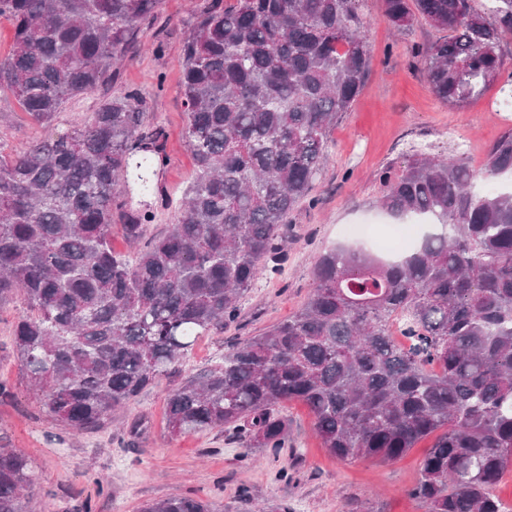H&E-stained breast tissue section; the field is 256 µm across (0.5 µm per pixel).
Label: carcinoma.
Masks as SVG:
<instances>
[{"instance_id":"obj_1","label":"carcinoma","mask_w":512,"mask_h":512,"mask_svg":"<svg viewBox=\"0 0 512 512\" xmlns=\"http://www.w3.org/2000/svg\"><path fill=\"white\" fill-rule=\"evenodd\" d=\"M162 0H0L14 43L0 88L49 127L116 77ZM398 31L423 19L448 32L421 63L431 91L460 105L504 69L512 0H385ZM363 0H236L207 7L183 44L184 138L195 161L165 233L127 213L121 184L160 161L163 133L144 130L143 97L118 92L55 138L0 141V302L20 371L43 411L74 434L176 371L201 336L224 330L241 300L284 262L288 216L329 157L330 132L370 67ZM512 175V132L475 171L464 153L411 154L385 179L379 206L432 224L404 259L325 251L305 306L186 376L166 395L172 436L225 428L244 449L282 448V403L308 406L324 448L342 459L400 458L433 443L410 494L427 512H505L512 471V190L474 181ZM127 221L131 257L112 250ZM399 325L410 344L397 343ZM29 459L0 447V512H25ZM142 512H214L189 497Z\"/></svg>"}]
</instances>
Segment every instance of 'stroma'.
Listing matches in <instances>:
<instances>
[{
    "mask_svg": "<svg viewBox=\"0 0 512 512\" xmlns=\"http://www.w3.org/2000/svg\"><path fill=\"white\" fill-rule=\"evenodd\" d=\"M204 0H163L162 10L139 31L114 82L83 96L60 113L51 127L32 125L9 92H0V139L18 146L28 139L69 131L88 118L104 97L120 90L144 96L145 128H162L168 160L148 186L128 180L130 211L148 209L155 218L148 234L165 230L172 212L167 197L191 180L194 161L184 138L180 82L183 41L196 23ZM365 37L371 64L350 112L332 129L329 161L314 182L311 200L290 215L287 263L282 275L261 277L242 300L238 319L222 333L200 338L181 366L189 372L206 366L283 321L305 304L319 256L342 245L350 224L391 223L378 200L384 176L399 174L412 150L448 156L459 137L473 145L474 169L487 150L512 129V110L500 111V82L463 105L446 104L430 91L419 54L446 33L425 21L398 32L384 16L383 0H365ZM162 53H153L154 44ZM24 304L0 303V446L30 460L33 482L25 492L27 512H141L144 505L172 497L212 501L216 512H258L260 504H285L290 512H426L410 496L426 443L399 459L342 460L322 448L313 418L298 402L284 404L288 445L279 451L243 452L224 429L170 436L166 392L177 375L161 378L135 401L118 409L94 431L73 434L50 419L40 397L19 371L13 327ZM141 421L137 436L127 426Z\"/></svg>",
    "mask_w": 512,
    "mask_h": 512,
    "instance_id": "35a3bbf8",
    "label": "stroma"
}]
</instances>
